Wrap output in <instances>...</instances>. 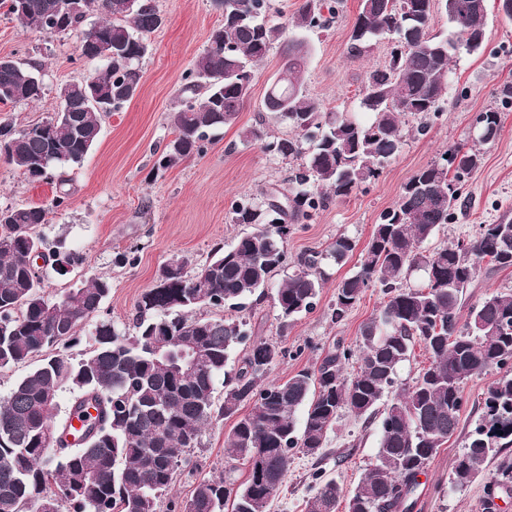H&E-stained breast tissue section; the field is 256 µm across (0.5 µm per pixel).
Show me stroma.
<instances>
[{
    "mask_svg": "<svg viewBox=\"0 0 512 512\" xmlns=\"http://www.w3.org/2000/svg\"><path fill=\"white\" fill-rule=\"evenodd\" d=\"M164 19L149 37L150 50L142 61L144 78L139 94L120 111L102 120L98 144L83 164L68 172L71 200L42 232L48 247L64 242L84 258L83 265L61 277L48 273L44 295L52 298L91 275L111 282L112 290L99 312L90 316L71 349L80 355L90 347L89 335L96 324L109 320L128 323L142 292L151 288L159 268L172 259L186 260L187 275H195L215 245H229L247 232L244 224L230 220L234 204L247 195L268 188L288 187L296 162L264 154L259 146L243 143L240 132L265 120L273 133L285 125L266 113V91L279 72L284 57L274 45L256 67L249 98L236 124L224 128L205 154L155 172L153 165L170 138L167 114L177 105L182 77L200 54L210 31L223 13L212 0H157ZM359 12V0H339L336 16L327 27L306 31L312 52L302 83L324 111H359V91L368 71L386 65L391 45L380 41L361 58L347 53L351 28ZM0 57L29 61L44 74L45 93L34 103H0V121L30 128L49 119L59 108L60 84L81 79L95 67L80 58L75 35L49 37L26 30L0 8ZM512 80V18L489 9L483 48L475 54L459 53L450 65L447 104L443 116L430 120L426 134H418L414 116L402 120L404 144L385 163L380 175L350 196L330 201L308 223L294 225L288 237V267L272 273L265 295L248 300L242 316L254 337L277 343L285 352L269 371L270 378L284 380L319 363L336 343L356 346L361 325L381 309L380 289H367L343 321L331 317L336 282L352 275L358 256H350L331 274L312 310L281 326L273 296L292 274L298 258L323 250L337 236L353 238L364 248L380 214L398 200L403 186L419 169L440 159L451 146L465 142L481 112L495 109L502 117L496 139L482 145V167L465 181L454 220L442 226L424 248L472 238L482 224L512 218V104L501 101L499 89ZM54 185L28 182L13 165L0 159V206L45 205ZM127 255L116 263L117 254ZM490 370L468 380L465 405L457 433L430 462L415 492L414 512H483L491 470L471 483L453 488L449 478L455 457L465 446L480 414L482 393L498 378ZM234 425L227 418L206 429L201 445L183 456L171 491L163 496L160 512H182L196 484L221 474L230 460L224 437ZM379 434L378 423L367 424L341 411L329 432L321 457L295 452L282 492L270 512H305L312 496L314 476L335 478L352 489L372 463Z\"/></svg>",
    "mask_w": 512,
    "mask_h": 512,
    "instance_id": "35a3bbf8",
    "label": "stroma"
}]
</instances>
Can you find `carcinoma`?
<instances>
[{
    "instance_id": "1",
    "label": "carcinoma",
    "mask_w": 512,
    "mask_h": 512,
    "mask_svg": "<svg viewBox=\"0 0 512 512\" xmlns=\"http://www.w3.org/2000/svg\"><path fill=\"white\" fill-rule=\"evenodd\" d=\"M437 1L452 27L446 36L429 32ZM68 2L0 0V6L25 27L69 35L84 15H70ZM83 2L85 12L102 15L97 37L112 46V57L80 51L100 68L60 85V110L43 124L18 129L0 122V138L8 144L0 157L33 182L43 180L46 171L63 174L83 163L102 130L103 113L91 100L117 111L136 96L149 36L162 24L156 0H138L131 11L126 0ZM223 2L224 21L211 30L184 77L178 105L168 113L173 138L155 167L165 170L203 155L212 134L236 123L255 67L278 42L284 43L289 79L267 90L265 107L289 134L251 126L241 140L273 158L299 159L301 167L288 188L235 204L232 223L253 224L254 231L230 247H214L193 276L181 259L165 263L156 285L136 301L128 326L101 322L79 358L70 349L111 284L98 276L57 298L42 293L36 257L45 260L47 254L37 228L68 208L65 180H58L48 205L0 207V213H8L0 222V369L44 355L0 402V512H160L183 453L200 445L205 427L231 417L236 421L224 444L232 459L245 465L246 477L237 480L231 468L202 479L183 512H224L228 505L231 512H268L295 450L318 454L343 409L380 425L374 461L349 496L347 512H413L418 477L458 431L462 385L490 369L501 376L481 397L482 413L453 462L450 484L466 485L492 463L493 486H512V289L472 305L466 299L481 260L490 258L500 270L512 268V219L479 225L464 248L458 242L422 250L453 219L462 183L483 161L476 144L495 139L500 112L481 113L485 134L471 146L449 148L405 184L395 206L380 214L358 271L336 282L332 316L338 322L367 289L378 287L384 295L380 313L360 329L359 355L339 346L314 368L270 383L268 372L283 355L277 344L251 339L240 317L197 314L204 307L243 311L271 274L288 266L292 226L313 219L329 199L346 197L377 178L400 151L401 116L421 119L418 130L423 131L428 119L443 114L451 60L461 49L471 54L482 49L487 8L478 7L479 0H361L350 57L362 56L381 39L402 37L408 44L364 80L360 107L370 114L364 122L324 111L301 83L305 64L298 62L303 45L297 33L326 27V0H302L282 23L270 18L271 0ZM43 93L38 67L0 58L1 103L37 101ZM354 250V241L340 235L325 250L298 260L274 297L282 325L313 309L327 279L324 262L340 265ZM52 256L51 267L62 276L67 274L62 263H82L75 252L54 250ZM414 271L423 273V284L404 285ZM242 344L246 352L231 375L225 367ZM417 344L428 353L429 365L379 408ZM191 345L207 354L194 372L187 370ZM354 356L358 370L347 375L344 365ZM221 375L224 400L216 408ZM64 390L72 394L69 414L83 417L91 406L98 410L75 443L57 423ZM246 405L250 410L243 414ZM342 497L335 480H322L306 512H336Z\"/></svg>"
}]
</instances>
